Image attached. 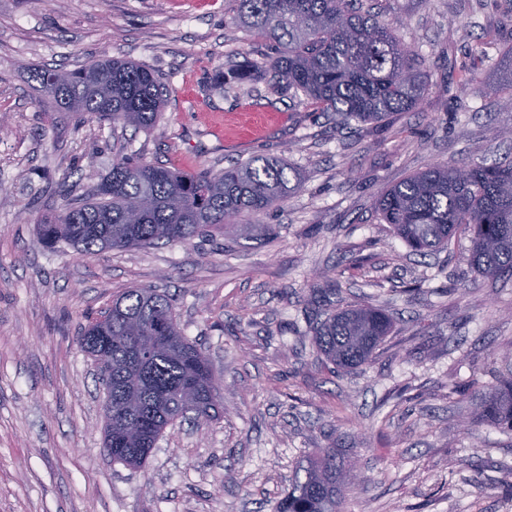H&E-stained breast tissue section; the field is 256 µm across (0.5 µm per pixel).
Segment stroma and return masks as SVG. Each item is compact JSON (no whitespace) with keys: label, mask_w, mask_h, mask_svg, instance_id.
I'll return each mask as SVG.
<instances>
[{"label":"stroma","mask_w":512,"mask_h":512,"mask_svg":"<svg viewBox=\"0 0 512 512\" xmlns=\"http://www.w3.org/2000/svg\"><path fill=\"white\" fill-rule=\"evenodd\" d=\"M429 75L419 108L357 127L262 77L224 92L219 71L266 66L238 0H0V512H274L317 449L342 448L356 478L343 512H512V430L474 423L475 387L512 362V288L472 269L466 249L409 252L375 201L441 162L492 163L512 150V107L484 95L512 49V0H361ZM108 55L169 87L147 129L51 111L34 72ZM476 65L462 102L449 61ZM264 113L262 126L240 116ZM122 155L215 171L279 157L301 189L279 207L186 243L81 256L44 247L36 226ZM393 317L372 362L321 363L313 289ZM130 288L173 300L208 358L223 408L168 428L144 467L105 456V391L77 341Z\"/></svg>","instance_id":"stroma-1"}]
</instances>
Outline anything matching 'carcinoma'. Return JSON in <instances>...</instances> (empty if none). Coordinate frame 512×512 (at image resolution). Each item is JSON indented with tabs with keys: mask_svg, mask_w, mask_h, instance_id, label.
<instances>
[{
	"mask_svg": "<svg viewBox=\"0 0 512 512\" xmlns=\"http://www.w3.org/2000/svg\"><path fill=\"white\" fill-rule=\"evenodd\" d=\"M241 24L281 48L270 66V86L303 96L322 112L346 121L378 123L416 109L427 91L421 61L386 24L355 7V0H238ZM55 111L114 125L147 129L163 112L166 87L151 70L103 57L77 69L36 73ZM477 85L463 65L452 93ZM301 188L279 159L258 157L220 171H184L133 157L112 168L82 195L67 197L60 216L38 225L42 242L81 255L132 249L161 241L181 243L264 212ZM380 220L413 251L447 250L465 238L469 260L484 276L512 281V158L472 166L435 165L384 190L376 201ZM336 286L315 289L310 330L325 363L349 371L372 361L390 335L391 317L373 306L338 305ZM112 333L104 345L101 331ZM80 348L106 366L112 419L104 445L112 461L145 464L167 428L193 414L216 416L221 395L210 366L184 336L172 300L132 288L112 300L78 337ZM475 417L512 430V372L475 395ZM274 512H340L352 469L336 448H320L302 467Z\"/></svg>",
	"mask_w": 512,
	"mask_h": 512,
	"instance_id": "cac0c4a2",
	"label": "carcinoma"
}]
</instances>
